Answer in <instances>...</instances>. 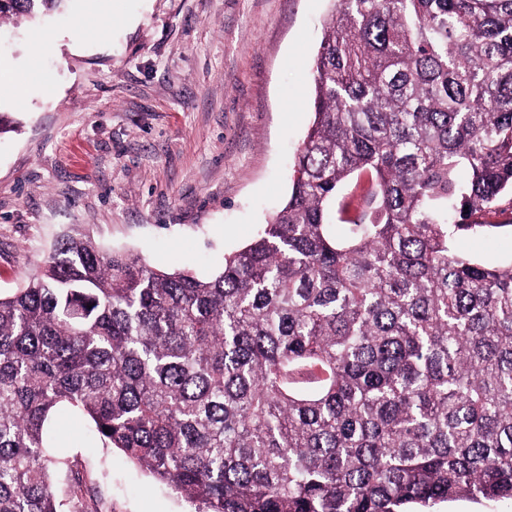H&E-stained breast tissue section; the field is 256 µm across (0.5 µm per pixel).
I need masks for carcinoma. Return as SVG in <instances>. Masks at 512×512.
Here are the masks:
<instances>
[{
    "instance_id": "1",
    "label": "carcinoma",
    "mask_w": 512,
    "mask_h": 512,
    "mask_svg": "<svg viewBox=\"0 0 512 512\" xmlns=\"http://www.w3.org/2000/svg\"><path fill=\"white\" fill-rule=\"evenodd\" d=\"M314 85L288 198L212 276L66 233L0 294V512L78 497L60 406L206 512L512 499V261L455 248L512 212V0H337Z\"/></svg>"
}]
</instances>
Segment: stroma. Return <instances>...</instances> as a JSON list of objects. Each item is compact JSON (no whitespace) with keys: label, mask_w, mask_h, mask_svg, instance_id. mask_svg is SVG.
Returning a JSON list of instances; mask_svg holds the SVG:
<instances>
[{"label":"stroma","mask_w":512,"mask_h":512,"mask_svg":"<svg viewBox=\"0 0 512 512\" xmlns=\"http://www.w3.org/2000/svg\"><path fill=\"white\" fill-rule=\"evenodd\" d=\"M332 6L68 0L60 14L1 27L10 41L0 48V113L11 128L0 134V292L21 287L71 230L161 270L220 269L291 190ZM35 52L40 84L24 74ZM492 221L456 249L511 260L512 227ZM58 451L85 512L196 510L64 411Z\"/></svg>","instance_id":"stroma-1"}]
</instances>
